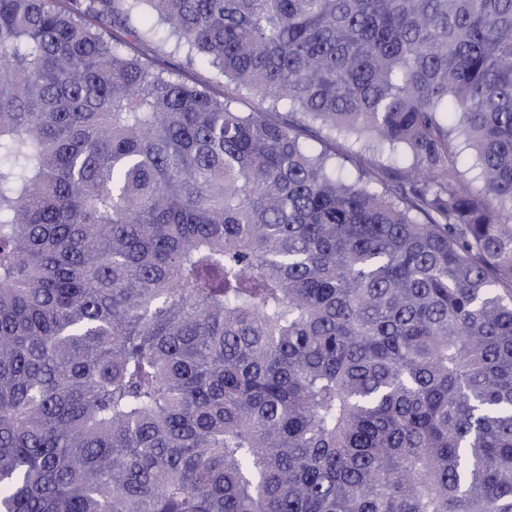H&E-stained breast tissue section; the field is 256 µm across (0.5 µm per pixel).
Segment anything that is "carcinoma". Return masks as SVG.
<instances>
[{
    "mask_svg": "<svg viewBox=\"0 0 512 512\" xmlns=\"http://www.w3.org/2000/svg\"><path fill=\"white\" fill-rule=\"evenodd\" d=\"M0 512H512V0H0ZM170 50V47L167 45L158 47V58L161 63L170 62L172 64L179 65L181 67V71H183V76L188 80L210 85L211 90L216 95L224 94V80L217 79L212 68L200 63L190 67L183 66L181 63L182 57L179 58L178 56H170Z\"/></svg>",
    "mask_w": 512,
    "mask_h": 512,
    "instance_id": "obj_1",
    "label": "carcinoma"
}]
</instances>
